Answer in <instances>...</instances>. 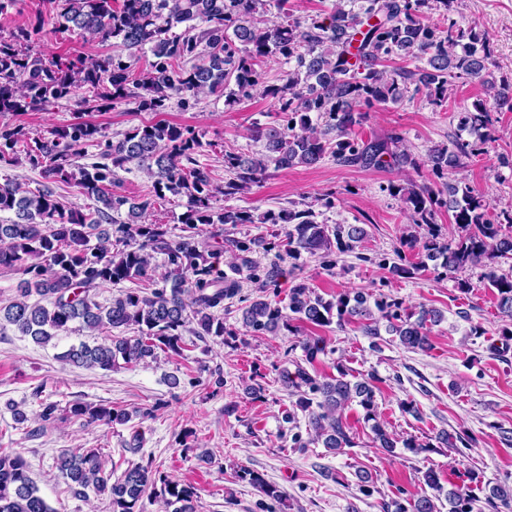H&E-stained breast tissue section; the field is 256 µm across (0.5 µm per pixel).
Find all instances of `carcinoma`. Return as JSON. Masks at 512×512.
I'll return each instance as SVG.
<instances>
[{
	"label": "carcinoma",
	"instance_id": "carcinoma-1",
	"mask_svg": "<svg viewBox=\"0 0 512 512\" xmlns=\"http://www.w3.org/2000/svg\"><path fill=\"white\" fill-rule=\"evenodd\" d=\"M284 0H52L59 26L78 30L87 44L112 42L121 54L50 56L33 49L42 27L19 28L0 34V115L6 117L39 110L68 99L85 87L93 96L82 100L84 111L101 112L131 102L140 112L160 113L177 104L195 105L201 98L224 94V105L235 107L254 96L274 100L276 119L254 121L248 131L261 150L246 154L224 152V170L230 177L215 182L201 163L203 142L194 129L164 120L142 122L121 135L108 136L103 128L77 121L55 128L51 136L28 142L7 124L0 126V163L22 152L50 182L73 184L97 198L102 206L86 213L67 208L47 186L30 191L7 180L0 184V213L13 217L0 222V267L28 276L18 295L0 304L5 320L23 336L40 345L61 333L82 331L89 336L108 329H126L133 336H115L111 342L71 346L63 358L78 367L102 370L135 367L157 358V351L183 355L182 331L203 339L224 337V299L235 294L237 283L224 278L215 266V254L200 239L205 226L226 224H285L288 257L317 255L337 247L349 253L362 246L367 230L358 224H325L316 220L313 205L294 202L278 211L254 215L247 210L217 209V198L231 199L258 185L269 170L313 167L329 158L341 167L363 170L392 168L419 170L437 178L431 184L415 180L390 182L389 192L405 205L412 223L425 234L409 235L401 246L417 261L393 265L389 272L410 278L433 268L445 274L482 268L481 277L496 289L505 327L512 337V273H500L494 264L512 256V205L495 216L467 184L448 175L460 158L480 153L490 141L493 112L512 106V81L491 71L494 50L484 33L456 18L457 0H333L322 17L301 20L286 13L266 19L270 8L282 10ZM152 60L140 71L136 58ZM413 67H391L393 60ZM283 66L281 84L266 81L270 63ZM478 78L486 96L459 112V130L471 136L437 145L426 159L415 157L400 133L363 139L354 134L369 113L402 100L419 98L433 112L447 106L453 83ZM98 149V161L81 164L85 149ZM144 172L152 185L146 198L134 202L112 190L119 172ZM187 199L182 233L173 236L162 224H148L146 214L167 196ZM453 212L458 238L445 240L436 228V215ZM128 211V219L118 215ZM165 256L166 271L156 277L154 255ZM434 265H428V262ZM151 281L120 291L107 304L96 300L97 290L125 281ZM40 300L29 302L32 295ZM438 310L421 308L402 313L401 303L372 298L364 291H345L334 299L315 293L305 282L293 285L288 303L253 301L243 312V326L256 334L297 331V324L343 327L360 324L367 336L380 335V323L412 350L429 347L427 322L438 323ZM305 362L313 364L324 352L321 340L302 343ZM285 385L294 389L296 409L308 419L311 441L332 452L351 448L354 437L342 411L357 403L376 447L388 452L398 441L377 415L373 386L353 383L344 372L319 380L300 363L285 372ZM70 415L87 423L123 424L129 414L110 405L74 404ZM56 467L71 481L78 495H105L112 512H139L149 494L162 499L170 512H196L194 487L155 475L132 464L117 479L104 472L98 448L60 453ZM240 478L266 497H281L278 488L250 469ZM496 512H512V486L493 488ZM451 512H472V499L459 491L448 493ZM395 512H436L426 494L391 502ZM0 512H56L39 494L29 476V465L19 454L0 449Z\"/></svg>",
	"mask_w": 512,
	"mask_h": 512
}]
</instances>
